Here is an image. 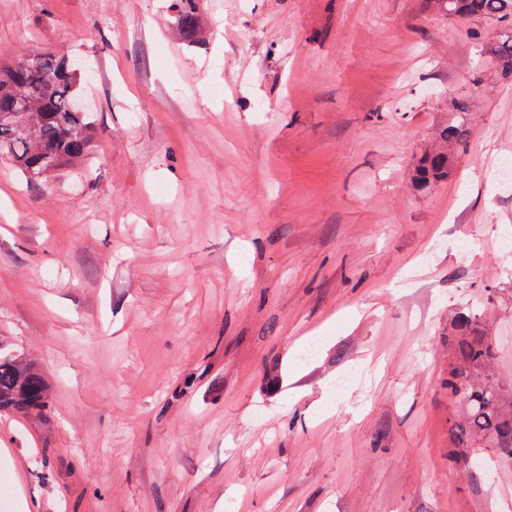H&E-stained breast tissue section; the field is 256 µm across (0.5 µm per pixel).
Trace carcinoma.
<instances>
[{"label": "carcinoma", "instance_id": "cac0c4a2", "mask_svg": "<svg viewBox=\"0 0 512 512\" xmlns=\"http://www.w3.org/2000/svg\"><path fill=\"white\" fill-rule=\"evenodd\" d=\"M450 16L489 18L494 31L484 38L485 48L501 68L512 72V0H441ZM176 24L190 40L196 31L195 0H180ZM51 74L54 82L46 84ZM81 69L70 56L52 52L37 53L28 65L15 70L0 65V115L11 113L25 102L30 112L25 121L37 126L35 140L17 134L12 126L0 124V155L26 178L36 182L66 167L83 162L93 147V123L88 112H72L70 104L79 96ZM469 134L465 121L442 132L447 143L463 144ZM450 158L443 150L423 156L415 169L416 184L427 189L448 177ZM456 350L460 364L448 373V394L464 404L466 420L451 429L452 442L466 448L471 441L483 439L512 459V410L508 411L499 393L477 386L471 374L493 358V346L479 324L467 317L460 319ZM47 405V384L40 371L19 359L0 343V414L27 416Z\"/></svg>", "mask_w": 512, "mask_h": 512}]
</instances>
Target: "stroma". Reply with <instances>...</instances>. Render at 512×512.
<instances>
[{
  "label": "stroma",
  "instance_id": "obj_1",
  "mask_svg": "<svg viewBox=\"0 0 512 512\" xmlns=\"http://www.w3.org/2000/svg\"><path fill=\"white\" fill-rule=\"evenodd\" d=\"M175 4L0 0V55L87 62L97 131L42 183L0 157V336L50 384L42 418L0 416V512H512V464L453 446L446 388L472 314L475 377L512 400L490 22L198 0L189 43ZM460 101L467 145L418 189ZM450 158L443 150L434 151L423 156L415 169L416 184L427 189L443 178H448Z\"/></svg>",
  "mask_w": 512,
  "mask_h": 512
}]
</instances>
